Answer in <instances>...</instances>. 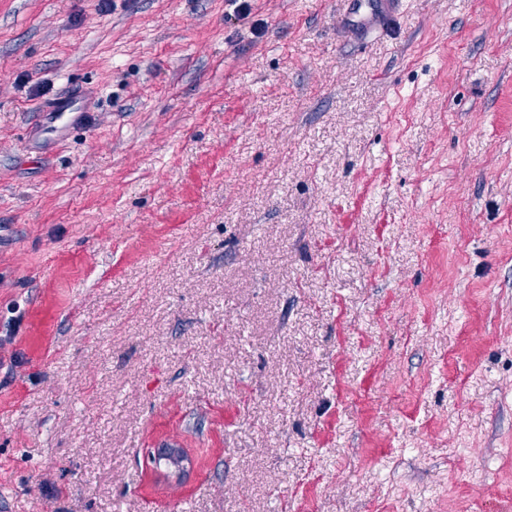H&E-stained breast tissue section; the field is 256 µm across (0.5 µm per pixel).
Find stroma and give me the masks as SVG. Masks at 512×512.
Instances as JSON below:
<instances>
[{"label":"stroma","mask_w":512,"mask_h":512,"mask_svg":"<svg viewBox=\"0 0 512 512\" xmlns=\"http://www.w3.org/2000/svg\"><path fill=\"white\" fill-rule=\"evenodd\" d=\"M169 436L191 512H512V0H0V512H173ZM92 99L93 91L77 84L49 99L33 112L26 132L27 142L30 143L31 135L40 139L42 134H55L54 138L41 142L43 148H53L64 139L66 131L82 113L91 112ZM74 113L79 115L72 119Z\"/></svg>","instance_id":"obj_1"}]
</instances>
